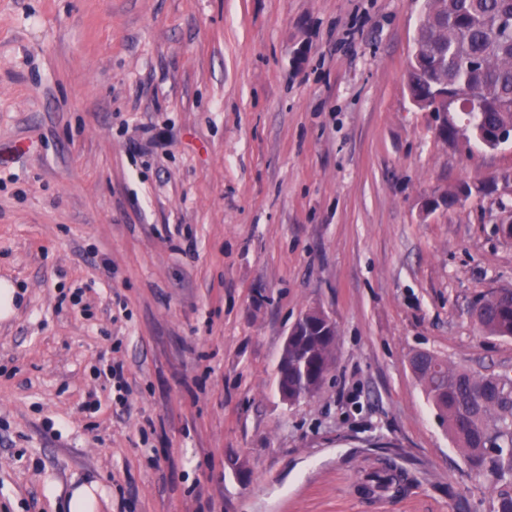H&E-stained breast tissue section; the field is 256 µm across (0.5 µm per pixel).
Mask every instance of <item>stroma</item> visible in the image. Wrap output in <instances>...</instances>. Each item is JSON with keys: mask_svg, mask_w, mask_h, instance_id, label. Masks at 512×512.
Wrapping results in <instances>:
<instances>
[{"mask_svg": "<svg viewBox=\"0 0 512 512\" xmlns=\"http://www.w3.org/2000/svg\"><path fill=\"white\" fill-rule=\"evenodd\" d=\"M421 5L0 0V512H490L409 360L512 368L468 314L512 289V143L411 100ZM311 308L337 359L291 405ZM310 311L296 319L284 343L288 348H283L279 357L280 361L288 362V376L280 377L279 381L282 389H288V394L281 393V398L288 400V404L313 398L336 362V326L323 310H316L318 316L334 327L335 333L332 328L313 318L309 329L302 336H297L299 323L306 321ZM291 336L295 337L288 341ZM97 493L100 491L95 484L74 489L69 502L70 512H96L99 501Z\"/></svg>", "mask_w": 512, "mask_h": 512, "instance_id": "35a3bbf8", "label": "stroma"}]
</instances>
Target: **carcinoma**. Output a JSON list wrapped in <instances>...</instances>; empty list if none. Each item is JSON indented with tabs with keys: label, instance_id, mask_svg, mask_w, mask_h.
Listing matches in <instances>:
<instances>
[{
	"label": "carcinoma",
	"instance_id": "1",
	"mask_svg": "<svg viewBox=\"0 0 512 512\" xmlns=\"http://www.w3.org/2000/svg\"><path fill=\"white\" fill-rule=\"evenodd\" d=\"M435 84L477 104L468 111L450 100L448 111L467 116L480 143L495 148L494 136H512V0H424L409 61L413 103L431 106ZM472 316L488 335L512 338L511 293H490ZM336 344L334 330L316 318L288 341L280 354L288 376L279 381L288 403L320 391L335 365ZM410 366L472 478H492L491 512H512V378L458 369L424 351Z\"/></svg>",
	"mask_w": 512,
	"mask_h": 512
}]
</instances>
